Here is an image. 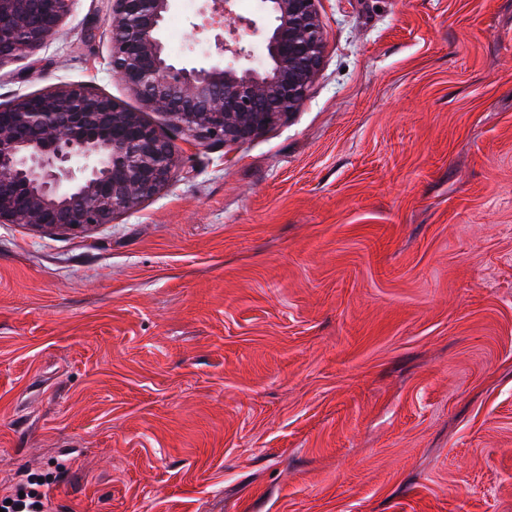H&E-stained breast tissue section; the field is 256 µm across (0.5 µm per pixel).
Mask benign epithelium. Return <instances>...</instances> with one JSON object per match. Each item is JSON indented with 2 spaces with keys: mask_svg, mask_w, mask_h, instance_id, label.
I'll return each mask as SVG.
<instances>
[{
  "mask_svg": "<svg viewBox=\"0 0 512 512\" xmlns=\"http://www.w3.org/2000/svg\"><path fill=\"white\" fill-rule=\"evenodd\" d=\"M112 75L144 110L206 147L240 144L299 110L325 58L318 0H203L200 61L162 38L176 0H109ZM73 0H0V65L53 42ZM263 62L254 65L252 39ZM179 166L174 142L140 112L83 84L0 104V224L82 231L154 197Z\"/></svg>",
  "mask_w": 512,
  "mask_h": 512,
  "instance_id": "obj_1",
  "label": "benign epithelium"
}]
</instances>
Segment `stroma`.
<instances>
[{
	"instance_id": "stroma-1",
	"label": "stroma",
	"mask_w": 512,
	"mask_h": 512,
	"mask_svg": "<svg viewBox=\"0 0 512 512\" xmlns=\"http://www.w3.org/2000/svg\"><path fill=\"white\" fill-rule=\"evenodd\" d=\"M298 112L80 232L0 224V493L55 512H512V0H319ZM108 0L0 104L113 78Z\"/></svg>"
}]
</instances>
